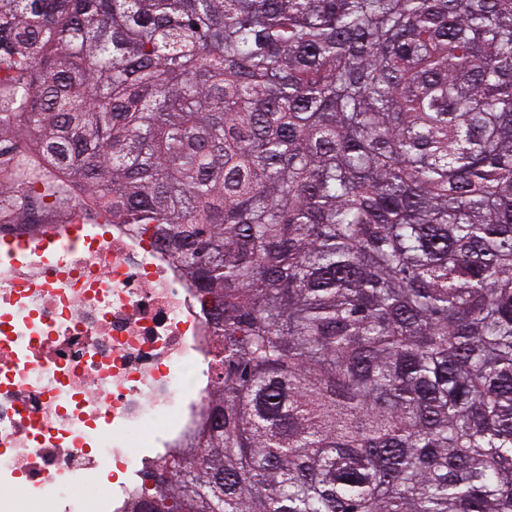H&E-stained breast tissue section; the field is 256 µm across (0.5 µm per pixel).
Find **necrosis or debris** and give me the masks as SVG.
Listing matches in <instances>:
<instances>
[{
  "instance_id": "1",
  "label": "necrosis or debris",
  "mask_w": 512,
  "mask_h": 512,
  "mask_svg": "<svg viewBox=\"0 0 512 512\" xmlns=\"http://www.w3.org/2000/svg\"><path fill=\"white\" fill-rule=\"evenodd\" d=\"M1 240L0 512H127L159 458L195 445L217 385L209 312L135 225ZM108 465L123 481L91 483Z\"/></svg>"
}]
</instances>
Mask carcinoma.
<instances>
[{
    "mask_svg": "<svg viewBox=\"0 0 512 512\" xmlns=\"http://www.w3.org/2000/svg\"><path fill=\"white\" fill-rule=\"evenodd\" d=\"M77 208L216 325L131 512H512V0H0V214Z\"/></svg>",
    "mask_w": 512,
    "mask_h": 512,
    "instance_id": "obj_1",
    "label": "carcinoma"
}]
</instances>
